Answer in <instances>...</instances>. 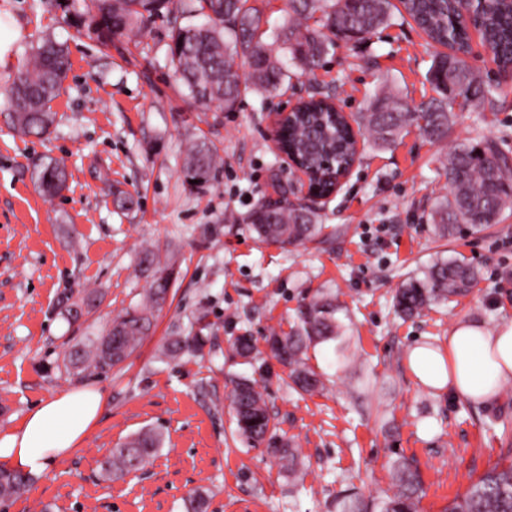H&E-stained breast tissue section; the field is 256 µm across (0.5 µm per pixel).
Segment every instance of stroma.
<instances>
[{"instance_id":"1","label":"stroma","mask_w":512,"mask_h":512,"mask_svg":"<svg viewBox=\"0 0 512 512\" xmlns=\"http://www.w3.org/2000/svg\"><path fill=\"white\" fill-rule=\"evenodd\" d=\"M170 9L145 32L102 45L76 36L58 0H0V20L19 31L0 63V434L71 387L96 385L106 397L86 443L34 473L0 512H185L197 489L208 512H336L348 493L368 502L393 494L399 454L421 473L419 512H445L512 448V386L493 403H470L423 386L408 359L423 343L447 348L458 317L512 322V211L447 242L432 221L448 192L440 161L457 144L490 139L512 156V80L473 40L467 63L496 88L495 102L460 111L438 142L414 127L387 146L364 139L347 182L319 211L321 233L284 249L260 241L249 219L268 198L300 190L268 139L274 112L316 91L351 114L384 88L419 104L434 94L433 50L416 26L395 23L338 43L313 73L227 112L195 102L175 75L170 19L182 0ZM47 34L67 43L71 67L39 138L14 130L5 98L31 43ZM202 138L223 163L195 184L183 162ZM52 159L67 181L48 196L39 174ZM119 191L133 195L132 209L116 207ZM149 251L174 272L149 336L121 371L68 372L66 354L142 301ZM441 251L477 266V285L402 319L396 289ZM321 296L338 306L349 345L340 360L325 346L309 349L324 388L300 394L264 338L290 331ZM246 331L259 350L249 362L232 349ZM198 332L207 338L201 354L163 355L170 339ZM240 375L264 387L276 435L303 461L295 473L237 436L230 380ZM147 429L162 435L158 454L124 479H105L109 450Z\"/></svg>"}]
</instances>
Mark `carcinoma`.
Segmentation results:
<instances>
[{"label":"carcinoma","mask_w":512,"mask_h":512,"mask_svg":"<svg viewBox=\"0 0 512 512\" xmlns=\"http://www.w3.org/2000/svg\"><path fill=\"white\" fill-rule=\"evenodd\" d=\"M169 0H62L72 14L77 34L90 32L105 44L125 35L132 25H142L164 14ZM249 0H189L183 10L200 13L206 25L172 28L169 56L175 72L191 97L207 104L232 110L238 100L252 92L276 90L290 74L280 66L278 56L262 40L260 12ZM293 20L269 34L291 55L303 71L316 68L333 39H362L394 17L409 18L435 47L430 82L437 96L417 107L389 93L377 94L366 110L355 117L359 130L382 145L393 143L409 126L440 141L447 137L453 122L454 106L465 108L476 99L494 100L493 87L468 67L460 55L471 50L470 30H476L493 53L505 74H512V0H477L471 12L472 25L460 21V0H288ZM328 31L318 35L306 22ZM33 60L21 68L7 94L8 109L15 128L24 135H45L53 122L51 103L55 100L70 69L65 46L43 38L32 47ZM244 60L249 73L239 72ZM349 131L341 115L333 116L321 100L310 96L291 125L284 140L291 152L308 168L322 174L323 161L334 155L335 167L349 160ZM219 155L207 141L192 145L185 157V169L192 180L203 182L217 169ZM448 177L449 195L440 200L433 221L440 236L450 238L457 227L468 224L480 230L495 224L503 211L512 209V182L503 172L512 169V158L498 144L485 140L480 145L459 144L441 161ZM67 174L57 161L43 168L39 183L48 195L59 193ZM319 216L308 206H284L267 210L260 206L252 213L253 230L259 240L283 247L301 245L322 231ZM153 267L152 282L145 303L128 308L112 321L105 336L75 352L66 368L80 375L90 369L108 371L121 365L148 336L151 308L167 298L172 274L155 254L147 255ZM480 272L465 258L436 259L423 277L411 279L394 295L397 311L413 317L439 300L467 293ZM336 304L320 297L299 311L298 326L288 333L265 338L273 357L289 370L292 388L312 394L322 387L320 374L307 364L310 346L337 343L334 352L343 355L345 326L336 319ZM202 336H179L166 345V356L176 360L184 354L202 351ZM236 353L248 359L257 352L253 336L235 337ZM232 402L236 432L252 446L266 444L267 454L289 472L296 470L298 458L288 443L277 439L271 430V417L264 393L257 382L236 377ZM162 439L154 430L128 438L110 452L102 472L112 480L144 467L160 449ZM397 492L379 501L380 512H417L422 482L417 468L400 455L393 461ZM30 477L0 469V499L23 494ZM187 512H207L208 495L196 490L186 499ZM448 512H512V463L494 467L472 482Z\"/></svg>","instance_id":"cac0c4a2"}]
</instances>
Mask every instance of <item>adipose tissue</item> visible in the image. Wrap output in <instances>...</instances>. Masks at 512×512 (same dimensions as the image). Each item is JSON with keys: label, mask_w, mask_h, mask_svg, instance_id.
Segmentation results:
<instances>
[{"label": "adipose tissue", "mask_w": 512, "mask_h": 512, "mask_svg": "<svg viewBox=\"0 0 512 512\" xmlns=\"http://www.w3.org/2000/svg\"><path fill=\"white\" fill-rule=\"evenodd\" d=\"M409 365L424 386L474 403L493 402L512 384V322L496 327L457 318L447 350L422 344ZM105 405L100 388L80 386L39 401L15 429L0 435V462L27 472L81 447Z\"/></svg>", "instance_id": "obj_1"}]
</instances>
